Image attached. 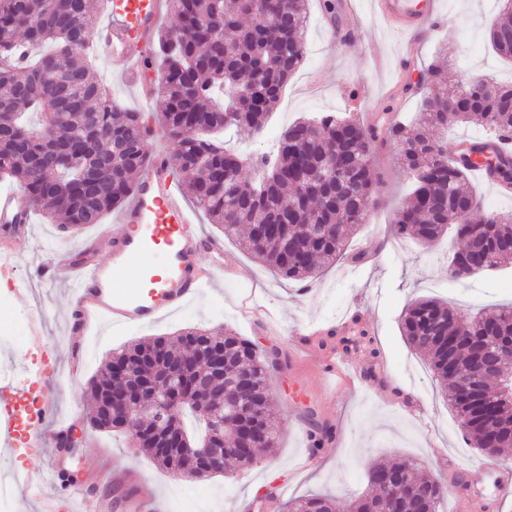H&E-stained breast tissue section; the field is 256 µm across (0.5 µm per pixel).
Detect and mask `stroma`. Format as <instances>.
<instances>
[{
	"instance_id": "35a3bbf8",
	"label": "stroma",
	"mask_w": 512,
	"mask_h": 512,
	"mask_svg": "<svg viewBox=\"0 0 512 512\" xmlns=\"http://www.w3.org/2000/svg\"><path fill=\"white\" fill-rule=\"evenodd\" d=\"M437 2L439 30L417 48L411 90L404 93L396 86L407 41L376 18L372 0H352L360 36L345 45L332 40L320 0H309L303 63L284 86L261 137L232 130L224 135L227 145L273 152L288 125L321 112L353 117L368 128L382 125L387 112L411 122L420 111L417 86L440 59L449 84L468 72L511 83L512 63L500 59L487 38L495 0ZM374 164L386 205L351 236L349 257L320 275L303 283L279 277L238 242L223 239L203 215L204 234L224 241L214 287L152 325L107 327L77 347L67 281L46 285L29 273L57 253L72 264L106 261L93 239L99 229L117 234L121 226L111 213L100 225L72 234L32 214L25 233L14 239V264L0 268V330L10 334L0 339V384L50 399L52 409L42 423L18 426L10 449H0V478L17 471H78L77 485L86 496L131 485L141 493L144 512H282L285 502L314 493L341 502L373 493L371 467L403 456L416 459L423 478L449 482L465 472L466 487L448 494L443 512H470L469 496H494V462L466 443L428 362L408 346L401 321L420 297L447 301L464 320L485 307L511 304L512 264L465 281L449 279L441 265L448 241L429 249L394 229L393 213L410 191L395 146L379 149ZM249 290L262 297L264 317L240 311ZM189 327H228L279 357L269 386L276 445L259 450L252 465L231 477H174L142 455L127 434L85 422L90 381L113 351ZM328 360L336 364L332 380L322 370ZM69 423L82 430L64 453L47 433ZM315 426L326 432L317 449L310 439Z\"/></svg>"
}]
</instances>
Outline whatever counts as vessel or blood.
I'll use <instances>...</instances> for the list:
<instances>
[{
    "instance_id": "1",
    "label": "vessel or blood",
    "mask_w": 512,
    "mask_h": 512,
    "mask_svg": "<svg viewBox=\"0 0 512 512\" xmlns=\"http://www.w3.org/2000/svg\"><path fill=\"white\" fill-rule=\"evenodd\" d=\"M374 13L391 30L417 36L439 23L435 0H374ZM157 0H110L98 26V45L112 62L113 70L139 80L143 60L134 53L139 34L155 24ZM122 234L108 232L98 243L108 252L107 263L70 267L73 279L70 315L71 332L88 336L100 326L138 327L153 324L185 306L214 281V265L224 257L222 241L205 239L194 213L179 200L176 178L164 154H156L141 177L127 206L118 215ZM165 245L167 272L150 285L127 286L121 278L125 269L141 270L153 265L154 248ZM210 263H203V254ZM84 512H112L106 498H88L78 488L61 487L47 512H72L75 504Z\"/></svg>"
}]
</instances>
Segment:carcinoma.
I'll list each match as a JSON object with an SVG mask.
<instances>
[{
  "instance_id": "obj_1",
  "label": "carcinoma",
  "mask_w": 512,
  "mask_h": 512,
  "mask_svg": "<svg viewBox=\"0 0 512 512\" xmlns=\"http://www.w3.org/2000/svg\"><path fill=\"white\" fill-rule=\"evenodd\" d=\"M498 19L488 31L492 48L512 59V0H498ZM178 24L158 33L154 54L144 69L162 60L161 126L170 142L168 165L186 176L189 197L203 209L226 238L249 228L245 247L281 277L299 280L319 265L345 256L352 233L370 212L385 205L376 195L379 176L374 154L380 137L353 119L327 112L296 122L285 130L274 164L228 149L215 137L228 127L261 134L281 90L305 54L307 0H288V30L266 19L263 0H169ZM96 16L90 0H0V176L12 180L44 218L65 232L98 224L134 192V178L151 158L140 112L112 103L84 52L94 36ZM433 92L424 96L421 119L413 126L395 125L386 135L398 148L404 172L411 176L408 203L397 209L394 223L423 246H435L448 227L464 246L480 247L482 271L512 258V214L471 220L479 200L469 181L475 155L490 177L512 184V159L500 156L486 141H471L447 155L434 146L429 129L472 124L488 131L512 133V83L479 81L468 104L454 111L457 88L448 87L442 67L427 70ZM39 112V127L21 120ZM234 112L232 119L226 112ZM235 175L224 178V166ZM261 171L245 181L243 167ZM402 332L413 348L430 359L434 376L446 391L456 417L468 418L465 433L473 447L488 456L512 448V398L491 390L487 381L512 382V362L484 377L466 400L458 398V375L448 368V350L476 360L481 349L493 351L486 337L512 335V304L480 312L463 321L456 310L434 298L413 301L402 318ZM224 345V372H210L208 345ZM165 346L171 361L207 372L210 389L187 380L185 400L174 414V429L188 430L183 412L190 411L209 432L204 414L212 411L210 396L224 392L226 377H251L252 390L241 407L243 421H260L268 431L263 448L274 447L272 400L268 373L278 355L261 354L228 329L187 328L173 336H157L123 346L112 353L91 380L93 406L99 388L112 379L119 364L135 375L163 363L151 353ZM497 430H485V420ZM224 461L210 470L232 473L248 465L255 449L227 444ZM141 451L171 472L181 465L180 451L151 441ZM416 463L400 458L387 468L413 481L426 498L405 506L408 512H439L448 485L414 478ZM378 467L370 476L387 470ZM382 498L361 497L341 507L323 494L310 495L289 512H380Z\"/></svg>"
}]
</instances>
